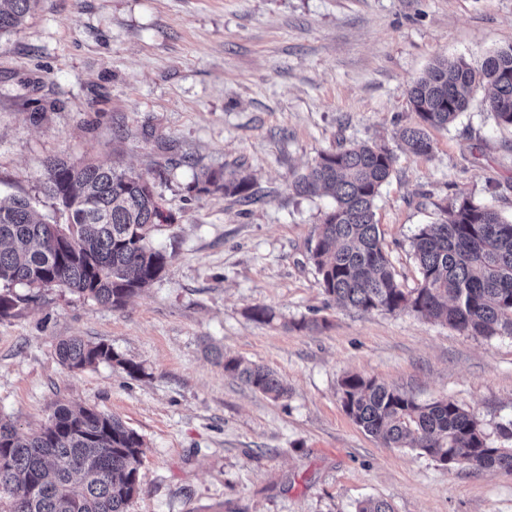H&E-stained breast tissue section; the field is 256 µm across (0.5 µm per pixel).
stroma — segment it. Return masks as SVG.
Masks as SVG:
<instances>
[{
  "label": "stroma",
  "instance_id": "obj_1",
  "mask_svg": "<svg viewBox=\"0 0 512 512\" xmlns=\"http://www.w3.org/2000/svg\"><path fill=\"white\" fill-rule=\"evenodd\" d=\"M511 45L512 0H39L0 38V201L38 195L56 157L165 169L168 221L152 243L171 260L122 309L48 288L0 318V417L23 434L60 402L119 417L147 445L128 512H356L367 498L512 512V472L383 447L339 393L360 374L423 402L448 396L501 446L512 336L329 300L308 245L332 201L292 188L338 145L393 150L375 219L397 281L416 288L410 241L438 203L464 194L512 219V126L479 88L432 131L430 155L405 152L408 89L435 59L477 66ZM204 166L246 168L255 202L190 192ZM256 306L273 319H252ZM69 336L111 345L139 373L69 370L56 355ZM220 351L276 371L287 398L225 374Z\"/></svg>",
  "mask_w": 512,
  "mask_h": 512
}]
</instances>
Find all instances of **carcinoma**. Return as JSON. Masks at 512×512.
Returning a JSON list of instances; mask_svg holds the SVG:
<instances>
[{"mask_svg": "<svg viewBox=\"0 0 512 512\" xmlns=\"http://www.w3.org/2000/svg\"><path fill=\"white\" fill-rule=\"evenodd\" d=\"M38 0H0V37L17 32ZM487 89L491 112L512 126V46L478 67L439 58L416 79L408 98L417 122L399 139L428 155L429 128H446L464 112L476 85ZM392 150L366 142L340 145L295 175L301 196L326 194L333 206L316 225L308 249L323 293L362 312L410 310L467 336L512 335V220L459 196L437 205L440 221L411 240L420 282L406 292L380 239L374 206L391 177ZM245 169L203 167L189 190L252 200ZM52 214L40 215L25 196L0 203V317L32 293L64 288L123 308L165 272L170 256L154 247L152 232L166 220L150 179L94 161L55 158L41 184ZM57 356L71 370L117 364L134 375L140 366L106 343L73 337ZM224 372L279 400L284 380L269 367L224 357ZM342 405L365 433L389 448L409 447L450 465L512 471V447L492 445L481 421L449 397L420 403L406 391L358 374L340 382ZM145 441L120 419L94 407L58 405L36 432L22 436L0 420V512H127L139 492ZM357 512H394L382 499L359 502Z\"/></svg>", "mask_w": 512, "mask_h": 512, "instance_id": "1", "label": "carcinoma"}]
</instances>
